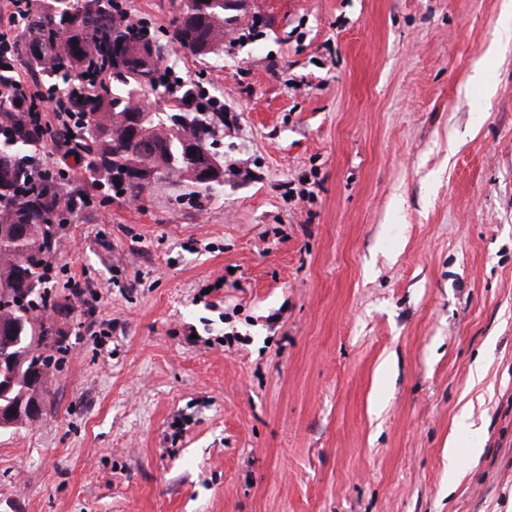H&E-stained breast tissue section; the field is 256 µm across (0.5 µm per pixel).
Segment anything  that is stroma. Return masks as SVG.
I'll list each match as a JSON object with an SVG mask.
<instances>
[{"label":"stroma","instance_id":"35a3bbf8","mask_svg":"<svg viewBox=\"0 0 512 512\" xmlns=\"http://www.w3.org/2000/svg\"><path fill=\"white\" fill-rule=\"evenodd\" d=\"M508 5L248 0L178 60L224 189L82 187L0 512H512Z\"/></svg>","mask_w":512,"mask_h":512}]
</instances>
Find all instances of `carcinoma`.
Listing matches in <instances>:
<instances>
[{"mask_svg":"<svg viewBox=\"0 0 512 512\" xmlns=\"http://www.w3.org/2000/svg\"><path fill=\"white\" fill-rule=\"evenodd\" d=\"M238 15L230 0H179L169 27L155 30L135 18L125 0H27L25 40L18 48L31 76L68 114L61 130L38 123L17 90L16 71L0 68V323L24 321L28 336L50 329L36 312L61 304L49 293V259L64 214L84 204L66 190L61 172L44 163L49 144L63 143L78 157L70 179L104 195L140 198L150 176L170 179L210 196L221 187L203 185L190 169L208 163L189 159L187 136L204 146L224 130L221 106L198 81L181 77L165 57L201 61L224 56V32ZM162 91L178 109L148 117L134 136L135 113L146 93ZM41 256L39 267L30 254ZM13 355L22 371L14 398L29 392L34 366L28 343Z\"/></svg>","mask_w":512,"mask_h":512,"instance_id":"cac0c4a2","label":"carcinoma"}]
</instances>
